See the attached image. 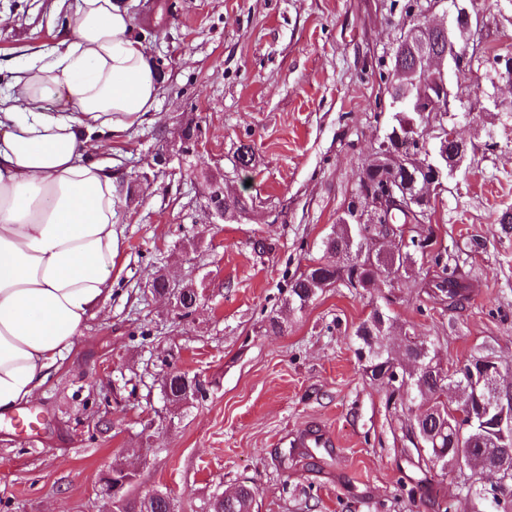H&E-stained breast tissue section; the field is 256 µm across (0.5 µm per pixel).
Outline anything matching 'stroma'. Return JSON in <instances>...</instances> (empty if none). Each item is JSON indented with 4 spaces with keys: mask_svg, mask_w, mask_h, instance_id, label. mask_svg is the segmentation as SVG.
I'll list each match as a JSON object with an SVG mask.
<instances>
[{
    "mask_svg": "<svg viewBox=\"0 0 512 512\" xmlns=\"http://www.w3.org/2000/svg\"><path fill=\"white\" fill-rule=\"evenodd\" d=\"M67 7L0 0L1 89L62 39ZM471 8L482 22L457 45L462 93L511 97L496 70L512 56V0ZM133 12L162 85L138 126L100 135L91 155L120 186L112 296L24 407L33 426L0 421V512H106L102 475L119 464L135 473L130 499L164 491L174 512H207L242 483L258 512H443L449 500L473 512L464 474L418 457L406 400L372 387L354 331L381 309L442 362L492 349L512 387V230L500 224L512 211V112L454 111L479 149L431 221L467 275L461 308L428 294L426 264L395 286L285 304L389 129L398 43L418 15L446 22V0H136ZM242 145L255 157L247 173ZM214 185L245 209L216 216ZM159 274L197 288L191 316L152 293ZM173 370L199 379L203 396L170 404ZM315 428L334 447H293Z\"/></svg>",
    "mask_w": 512,
    "mask_h": 512,
    "instance_id": "stroma-1",
    "label": "stroma"
}]
</instances>
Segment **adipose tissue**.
Here are the masks:
<instances>
[{"mask_svg":"<svg viewBox=\"0 0 512 512\" xmlns=\"http://www.w3.org/2000/svg\"><path fill=\"white\" fill-rule=\"evenodd\" d=\"M129 0H72L65 36L0 92V419L34 397L112 294L119 192L90 161L156 106Z\"/></svg>","mask_w":512,"mask_h":512,"instance_id":"obj_1","label":"adipose tissue"}]
</instances>
